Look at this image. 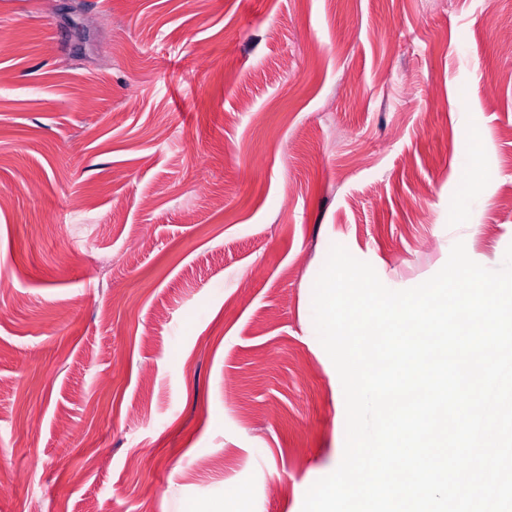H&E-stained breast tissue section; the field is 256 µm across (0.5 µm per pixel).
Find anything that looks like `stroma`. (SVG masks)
Instances as JSON below:
<instances>
[{"label": "stroma", "instance_id": "35a3bbf8", "mask_svg": "<svg viewBox=\"0 0 512 512\" xmlns=\"http://www.w3.org/2000/svg\"><path fill=\"white\" fill-rule=\"evenodd\" d=\"M512 0H0V512H302L313 286L512 245Z\"/></svg>", "mask_w": 512, "mask_h": 512}]
</instances>
